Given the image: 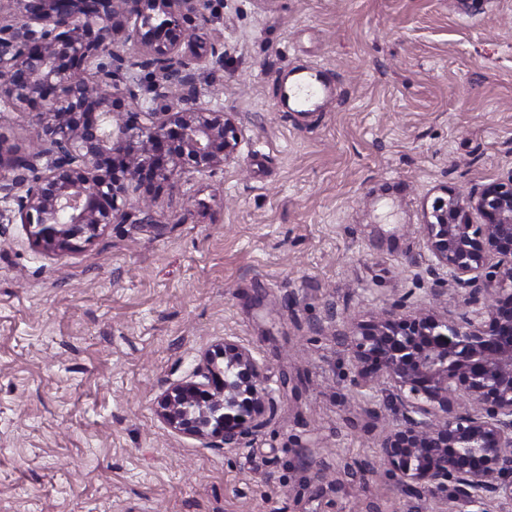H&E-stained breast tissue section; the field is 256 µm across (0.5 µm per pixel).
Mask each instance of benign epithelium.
Wrapping results in <instances>:
<instances>
[{
  "label": "benign epithelium",
  "instance_id": "benign-epithelium-1",
  "mask_svg": "<svg viewBox=\"0 0 512 512\" xmlns=\"http://www.w3.org/2000/svg\"><path fill=\"white\" fill-rule=\"evenodd\" d=\"M212 0H0V106L29 115L37 147L0 138V199L41 252L68 253L130 217V189L163 188L180 163L238 160L234 113L201 102L196 66H224ZM135 53L123 50L126 44ZM163 74L150 96L133 71ZM24 169L32 178L9 177ZM482 222L474 224L470 213ZM434 264L468 289L456 318L384 309L343 334L354 386L389 393L401 423L380 446L400 490L448 494V512L512 508V173L438 197L420 225ZM224 360L219 367L217 360ZM273 389L228 338L158 397L172 431L233 447L266 422Z\"/></svg>",
  "mask_w": 512,
  "mask_h": 512
}]
</instances>
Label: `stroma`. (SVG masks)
<instances>
[{
  "instance_id": "obj_1",
  "label": "stroma",
  "mask_w": 512,
  "mask_h": 512,
  "mask_svg": "<svg viewBox=\"0 0 512 512\" xmlns=\"http://www.w3.org/2000/svg\"><path fill=\"white\" fill-rule=\"evenodd\" d=\"M210 28L225 65L196 80L238 162L182 166L73 253L0 223V512H443L378 471L402 411L359 397L341 334L402 297L457 312L418 228L442 187L512 174V0H216ZM308 64L320 111L276 105ZM226 338L274 411L224 450L155 408Z\"/></svg>"
}]
</instances>
